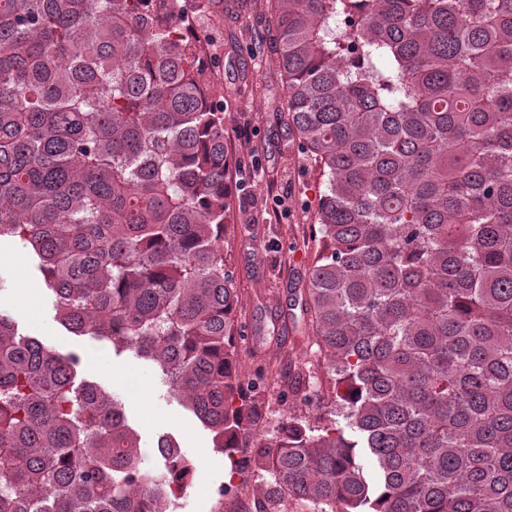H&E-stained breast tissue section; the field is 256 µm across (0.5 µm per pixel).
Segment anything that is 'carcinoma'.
I'll return each mask as SVG.
<instances>
[{
    "instance_id": "1",
    "label": "carcinoma",
    "mask_w": 512,
    "mask_h": 512,
    "mask_svg": "<svg viewBox=\"0 0 512 512\" xmlns=\"http://www.w3.org/2000/svg\"><path fill=\"white\" fill-rule=\"evenodd\" d=\"M186 0H0V237L59 323L158 368L260 512H512V0H274L288 129L325 178L300 308L332 383L268 443L240 378L224 101ZM80 357L0 313V512H167Z\"/></svg>"
}]
</instances>
